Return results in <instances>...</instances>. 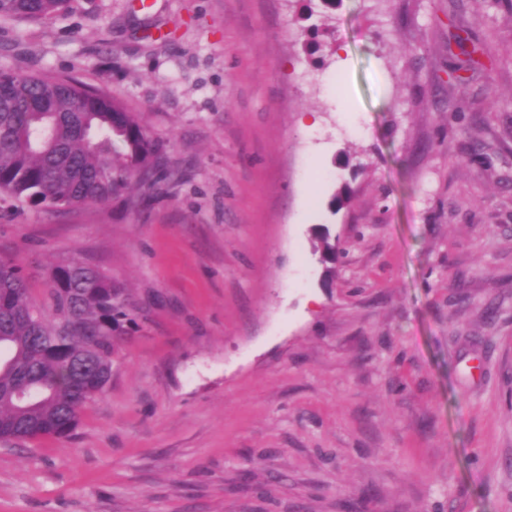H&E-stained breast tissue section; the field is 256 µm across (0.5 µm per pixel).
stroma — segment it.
<instances>
[{
	"mask_svg": "<svg viewBox=\"0 0 512 512\" xmlns=\"http://www.w3.org/2000/svg\"><path fill=\"white\" fill-rule=\"evenodd\" d=\"M149 2L0 20L167 173L0 204L35 299L76 259L142 307L69 436L0 440V512H512V0Z\"/></svg>",
	"mask_w": 512,
	"mask_h": 512,
	"instance_id": "obj_1",
	"label": "stroma"
}]
</instances>
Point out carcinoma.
I'll use <instances>...</instances> for the list:
<instances>
[{
  "instance_id": "1",
  "label": "carcinoma",
  "mask_w": 512,
  "mask_h": 512,
  "mask_svg": "<svg viewBox=\"0 0 512 512\" xmlns=\"http://www.w3.org/2000/svg\"><path fill=\"white\" fill-rule=\"evenodd\" d=\"M72 0H0V18L33 21ZM137 116L75 80L0 72V200L69 208L105 203L164 179ZM313 252L336 264L339 248L318 234ZM127 289L73 260L54 266L46 301L32 298L17 264L0 260V439L64 437L102 396L112 358L137 326ZM28 391L33 399L17 396Z\"/></svg>"
}]
</instances>
